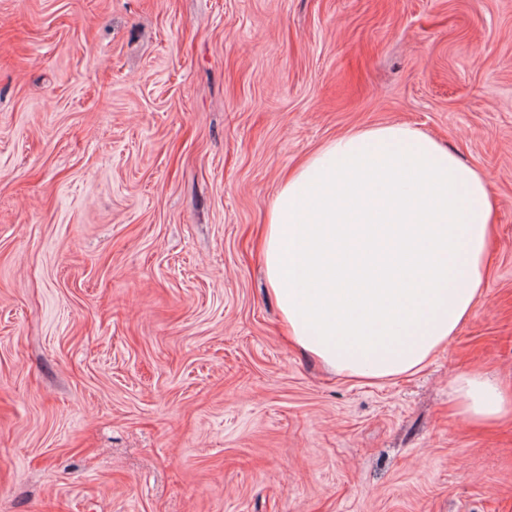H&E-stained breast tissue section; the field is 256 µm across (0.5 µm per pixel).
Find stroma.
Returning <instances> with one entry per match:
<instances>
[{
    "label": "stroma",
    "instance_id": "35a3bbf8",
    "mask_svg": "<svg viewBox=\"0 0 512 512\" xmlns=\"http://www.w3.org/2000/svg\"><path fill=\"white\" fill-rule=\"evenodd\" d=\"M485 171L492 265L415 374L323 369L260 238L337 135ZM512 0H0V512H512ZM460 393L458 416L467 423L496 420L509 411V405L499 388L481 376L457 379Z\"/></svg>",
    "mask_w": 512,
    "mask_h": 512
}]
</instances>
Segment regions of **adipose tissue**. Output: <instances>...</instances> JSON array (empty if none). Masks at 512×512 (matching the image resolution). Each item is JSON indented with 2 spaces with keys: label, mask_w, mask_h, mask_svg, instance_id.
Here are the masks:
<instances>
[{
  "label": "adipose tissue",
  "mask_w": 512,
  "mask_h": 512,
  "mask_svg": "<svg viewBox=\"0 0 512 512\" xmlns=\"http://www.w3.org/2000/svg\"><path fill=\"white\" fill-rule=\"evenodd\" d=\"M496 203L487 176L402 123L337 136L281 185L263 239L290 339L327 369L381 380L421 367L482 292ZM458 415L512 409L481 376Z\"/></svg>",
  "instance_id": "1"
}]
</instances>
